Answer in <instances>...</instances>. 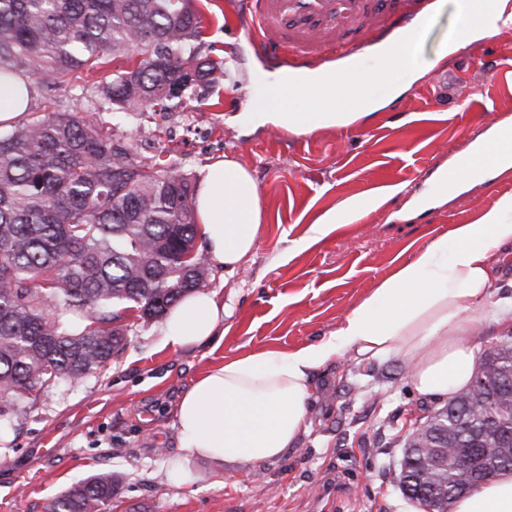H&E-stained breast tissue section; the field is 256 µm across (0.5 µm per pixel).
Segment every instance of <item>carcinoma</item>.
Masks as SVG:
<instances>
[{
    "label": "carcinoma",
    "mask_w": 512,
    "mask_h": 512,
    "mask_svg": "<svg viewBox=\"0 0 512 512\" xmlns=\"http://www.w3.org/2000/svg\"><path fill=\"white\" fill-rule=\"evenodd\" d=\"M200 23L194 0H0V72L61 86L100 71L107 55H143L136 71L85 84L80 97L94 111L167 110L223 71L200 56ZM135 142L67 111L29 110L0 131V417L18 418L58 382L106 369L124 348L127 311L158 319L204 288L191 178L168 160L138 157ZM481 365L491 384L512 374V343ZM454 410L468 434L453 444L457 471L440 484L459 499L462 465L486 459V415L512 430V393L491 401L464 388L423 434L448 445L441 417ZM420 444L403 453L404 481L422 463ZM116 493L112 473L100 472L45 512H105Z\"/></svg>",
    "instance_id": "carcinoma-1"
}]
</instances>
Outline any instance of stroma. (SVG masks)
Listing matches in <instances>:
<instances>
[{"label":"stroma","mask_w":512,"mask_h":512,"mask_svg":"<svg viewBox=\"0 0 512 512\" xmlns=\"http://www.w3.org/2000/svg\"><path fill=\"white\" fill-rule=\"evenodd\" d=\"M195 6L201 51L223 62V75L169 111L130 113L124 126L138 130L139 154L175 160L192 180L227 155L251 170L267 211L255 251L231 275L198 252L210 291L232 314L214 342L173 350L161 343L160 320L126 312V346L110 368L56 384L7 425L0 512H44L52 497L105 471L119 480L106 512H414L389 474L402 461L406 414L440 403L421 401L403 359L350 355L314 370L307 431L283 457L254 466L181 451L173 412L210 367L330 336L396 266L512 194L510 170L429 203L443 172L495 124H512V30L467 44L452 6L429 9L414 48L433 65L425 77L367 123L294 135L238 119L270 103L280 71L245 39L243 0ZM451 40L461 46L443 56ZM344 208L360 219L298 250L322 214ZM470 314L475 351L512 332V257L494 299Z\"/></svg>","instance_id":"stroma-1"}]
</instances>
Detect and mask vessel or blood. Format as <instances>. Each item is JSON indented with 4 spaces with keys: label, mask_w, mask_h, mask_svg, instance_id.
<instances>
[{
    "label": "vessel or blood",
    "mask_w": 512,
    "mask_h": 512,
    "mask_svg": "<svg viewBox=\"0 0 512 512\" xmlns=\"http://www.w3.org/2000/svg\"><path fill=\"white\" fill-rule=\"evenodd\" d=\"M431 0H245L248 38L276 63L314 69L362 49L378 31L407 27Z\"/></svg>",
    "instance_id": "vessel-or-blood-1"
}]
</instances>
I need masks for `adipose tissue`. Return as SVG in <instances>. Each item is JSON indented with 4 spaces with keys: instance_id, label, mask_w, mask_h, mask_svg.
<instances>
[{
    "instance_id": "adipose-tissue-1",
    "label": "adipose tissue",
    "mask_w": 512,
    "mask_h": 512,
    "mask_svg": "<svg viewBox=\"0 0 512 512\" xmlns=\"http://www.w3.org/2000/svg\"><path fill=\"white\" fill-rule=\"evenodd\" d=\"M512 28V0H488L479 23L467 29L468 42ZM414 32L388 44L381 73L403 69L391 83L400 97L408 83L427 73L409 62ZM342 71H317L307 87L311 111L295 107L287 84L273 101L247 118L272 123L297 135L346 127L374 117L385 103L357 90L350 107L337 103ZM23 80L0 76V128L15 125L28 109ZM195 208L211 258L234 271L256 249L264 222L258 186L237 160L208 164ZM512 256V194L501 196L473 223L456 224L432 239L413 259L397 267L355 306L328 338L282 353L260 350L239 355L198 376L175 410L181 448L215 461L259 464L281 458L305 430L313 370L354 354L362 360L402 357L412 362L417 393L446 399L466 387L474 372L475 331L468 312L490 299L493 268ZM228 311L214 294L193 293L171 308L162 323L165 346L176 350L213 341ZM455 512H512V474L504 472L457 500Z\"/></svg>"
}]
</instances>
